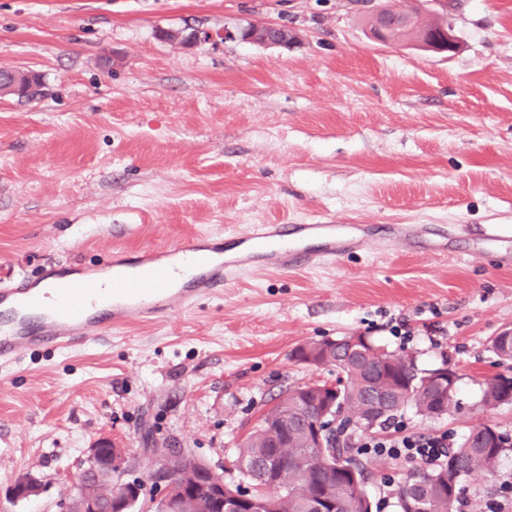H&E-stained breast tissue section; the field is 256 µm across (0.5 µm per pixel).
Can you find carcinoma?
Listing matches in <instances>:
<instances>
[{
	"label": "carcinoma",
	"mask_w": 512,
	"mask_h": 512,
	"mask_svg": "<svg viewBox=\"0 0 512 512\" xmlns=\"http://www.w3.org/2000/svg\"><path fill=\"white\" fill-rule=\"evenodd\" d=\"M444 25L443 20L428 27L411 23L398 28V34L407 40H415L423 34L443 30ZM506 334L504 330L493 337L491 348L497 357L510 361L512 341L506 339ZM368 349L373 351L374 360L371 362L363 354L349 351L345 342L336 344L327 355V365L344 375L346 383L341 390L342 403L336 406L340 427L330 431L326 447H312L302 432L304 421L317 420L323 415L320 404L313 397L297 403L296 396L307 393L304 386L287 389L288 396H280L260 426L236 444L229 470L237 471L257 487L265 499V512H309L310 499L323 489L334 497L336 512H368L365 505L368 497L366 469L349 455L348 444L340 442L341 433L346 431L343 424L352 422L354 427L369 431L390 423L406 409H413L422 416L432 412L435 399L440 397L439 392H434L432 398L410 392L411 383L424 381L431 370L418 368L405 355L388 351L373 340ZM377 367L386 370L385 378L394 390L395 405L373 422L368 405L376 388L370 384L367 373ZM481 387L480 407L483 411H493L512 403V393L505 390L502 377L485 378ZM284 426L288 427V434L280 436L282 447L275 449L273 434L279 433ZM489 431L490 428L483 423L472 427L461 442L448 451L441 465L430 470L419 469L399 482L398 499H403L415 484L420 483L425 489L422 506L426 512H458L459 501L466 492V480L482 474L493 475L506 451L504 437L499 434L493 440ZM275 452L279 456L280 469L276 476L271 477L264 470V460ZM341 456L356 470L357 484H352L345 473L334 467L335 459ZM83 477L87 487L100 501L107 504L119 498L121 487L112 484V478L106 473L90 471ZM184 512H214L206 485H201L196 496L187 499Z\"/></svg>",
	"instance_id": "obj_1"
}]
</instances>
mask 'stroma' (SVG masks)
Wrapping results in <instances>:
<instances>
[{"mask_svg":"<svg viewBox=\"0 0 512 512\" xmlns=\"http://www.w3.org/2000/svg\"><path fill=\"white\" fill-rule=\"evenodd\" d=\"M253 21L291 45L223 40ZM452 55L384 46L359 0H0V68L35 71L0 97V274L38 283L67 264L100 272L114 250L169 247L248 224L512 225V0H458ZM162 28L206 33L185 47ZM512 328V267L472 239L448 256L399 247L296 272L255 271L223 294L103 341L28 352L0 368V512H60L91 448L155 449L222 468L288 388L334 368L297 345L370 336L462 379L457 412L403 416L461 439L482 422V379L512 377L490 341ZM381 512L415 462L359 454ZM33 477L35 496L7 490ZM512 449L470 483L468 512L512 498Z\"/></svg>","mask_w":512,"mask_h":512,"instance_id":"obj_1","label":"stroma"}]
</instances>
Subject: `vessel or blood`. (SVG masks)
Wrapping results in <instances>:
<instances>
[{
	"label": "vessel or blood",
	"instance_id": "b4317fda",
	"mask_svg": "<svg viewBox=\"0 0 512 512\" xmlns=\"http://www.w3.org/2000/svg\"><path fill=\"white\" fill-rule=\"evenodd\" d=\"M480 238L499 248L512 247V226L482 225ZM420 239L428 254L448 249L447 231L423 224L389 225L381 240L365 224H256L236 237L238 251L232 258L224 256L217 237L210 235L170 248L114 254L107 267L112 293L105 300L93 280L65 275L39 290L15 278L0 285V365L16 362L27 350L99 340L134 319H168L175 306L218 295L259 266L301 270L379 245L410 247Z\"/></svg>",
	"mask_w": 512,
	"mask_h": 512
}]
</instances>
